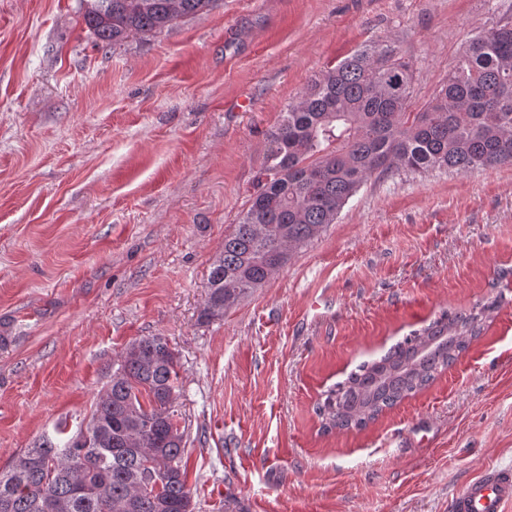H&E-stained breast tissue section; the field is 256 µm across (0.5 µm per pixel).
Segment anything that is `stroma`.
I'll return each instance as SVG.
<instances>
[{"label":"stroma","mask_w":512,"mask_h":512,"mask_svg":"<svg viewBox=\"0 0 512 512\" xmlns=\"http://www.w3.org/2000/svg\"><path fill=\"white\" fill-rule=\"evenodd\" d=\"M512 0H217L102 46L79 0H0V468L76 433L128 344L162 336L195 512H451L512 467V165L370 179L336 223L202 323L268 132L381 42L422 106ZM250 108H240L241 100ZM495 302L448 370L362 430L315 408L445 312Z\"/></svg>","instance_id":"stroma-1"}]
</instances>
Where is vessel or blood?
Wrapping results in <instances>:
<instances>
[{"instance_id":"b4317fda","label":"vessel or blood","mask_w":512,"mask_h":512,"mask_svg":"<svg viewBox=\"0 0 512 512\" xmlns=\"http://www.w3.org/2000/svg\"><path fill=\"white\" fill-rule=\"evenodd\" d=\"M512 503V470L491 469L462 485L453 498V512H504Z\"/></svg>"}]
</instances>
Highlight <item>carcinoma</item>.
Segmentation results:
<instances>
[{
	"mask_svg": "<svg viewBox=\"0 0 512 512\" xmlns=\"http://www.w3.org/2000/svg\"><path fill=\"white\" fill-rule=\"evenodd\" d=\"M216 0H82L87 28L105 45L160 32ZM416 69L387 44L338 61L288 105L266 138L248 206L224 235L199 320L261 287L294 251L336 223L371 177L512 165V24L469 40L448 80L410 111ZM495 303L443 313L364 362L318 406L326 430H362L448 369ZM180 362L163 336L130 344L96 398L83 444L45 436L0 470V512H194L186 441L175 406ZM161 481L143 490L145 472Z\"/></svg>",
	"mask_w": 512,
	"mask_h": 512,
	"instance_id": "carcinoma-1",
	"label": "carcinoma"
}]
</instances>
